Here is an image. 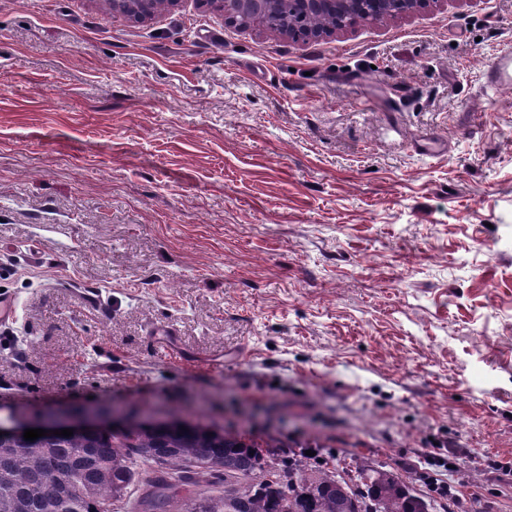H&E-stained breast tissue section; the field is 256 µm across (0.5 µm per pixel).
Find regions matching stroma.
Returning a JSON list of instances; mask_svg holds the SVG:
<instances>
[{
    "label": "stroma",
    "instance_id": "obj_1",
    "mask_svg": "<svg viewBox=\"0 0 512 512\" xmlns=\"http://www.w3.org/2000/svg\"><path fill=\"white\" fill-rule=\"evenodd\" d=\"M510 42L512 0L307 39L0 0V419L135 409L512 512ZM485 84L490 88L510 87L512 85V47L504 46L494 58L487 73Z\"/></svg>",
    "mask_w": 512,
    "mask_h": 512
}]
</instances>
